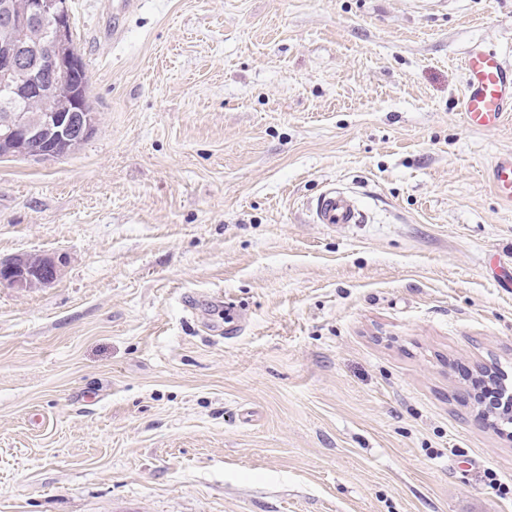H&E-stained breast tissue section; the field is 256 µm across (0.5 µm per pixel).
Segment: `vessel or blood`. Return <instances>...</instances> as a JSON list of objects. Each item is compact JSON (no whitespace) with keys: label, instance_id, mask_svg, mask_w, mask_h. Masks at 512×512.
<instances>
[{"label":"vessel or blood","instance_id":"vessel-or-blood-1","mask_svg":"<svg viewBox=\"0 0 512 512\" xmlns=\"http://www.w3.org/2000/svg\"><path fill=\"white\" fill-rule=\"evenodd\" d=\"M464 93L461 110L467 125L477 130L499 126L512 113V63L496 49L472 51L464 60ZM492 187L500 201L512 205V154L499 157L491 168ZM362 211L353 197L328 187L311 209L315 224H358Z\"/></svg>","mask_w":512,"mask_h":512}]
</instances>
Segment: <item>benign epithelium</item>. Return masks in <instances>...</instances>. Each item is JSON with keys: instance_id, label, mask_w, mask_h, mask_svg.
<instances>
[{"instance_id": "benign-epithelium-1", "label": "benign epithelium", "mask_w": 512, "mask_h": 512, "mask_svg": "<svg viewBox=\"0 0 512 512\" xmlns=\"http://www.w3.org/2000/svg\"><path fill=\"white\" fill-rule=\"evenodd\" d=\"M36 22L48 29L50 40L30 50L20 41L26 26ZM0 28L14 32L0 41V92L10 98L43 91L57 77H75L82 69L71 41L67 0H26L18 10L13 0H0ZM94 129V114L85 111L84 94L76 87L54 112L0 113V158L44 160L60 156L84 142ZM62 263L48 254L0 259V286L24 290L53 284Z\"/></svg>"}]
</instances>
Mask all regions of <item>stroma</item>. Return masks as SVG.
Segmentation results:
<instances>
[{
	"label": "stroma",
	"instance_id": "35a3bbf8",
	"mask_svg": "<svg viewBox=\"0 0 512 512\" xmlns=\"http://www.w3.org/2000/svg\"><path fill=\"white\" fill-rule=\"evenodd\" d=\"M71 0L96 132L0 160V512H512V206L463 61L512 0ZM361 224H315L328 186ZM243 318L224 336L223 301ZM492 187L503 203L512 205V153L499 157L491 168ZM39 260L32 255L0 259V286L24 290L43 288L53 284L61 275L62 263L48 254H40ZM459 373L474 392L478 417L497 428L499 432L509 434L512 425L511 387L503 384L496 374H478L466 368L461 369ZM498 421L509 424L510 431L500 428Z\"/></svg>",
	"mask_w": 512,
	"mask_h": 512
}]
</instances>
